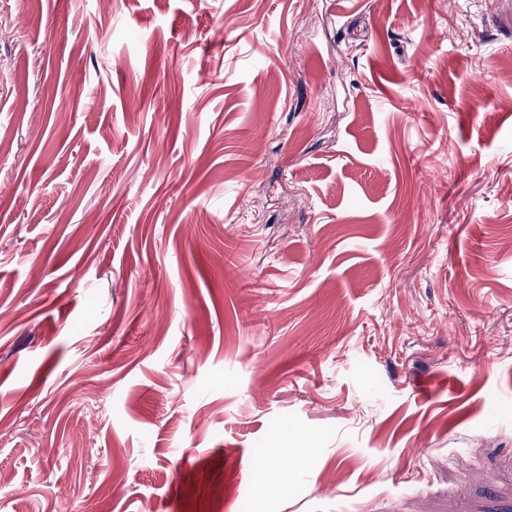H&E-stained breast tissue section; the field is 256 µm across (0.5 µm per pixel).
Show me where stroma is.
<instances>
[{
    "label": "stroma",
    "mask_w": 512,
    "mask_h": 512,
    "mask_svg": "<svg viewBox=\"0 0 512 512\" xmlns=\"http://www.w3.org/2000/svg\"><path fill=\"white\" fill-rule=\"evenodd\" d=\"M508 103L512 0H0V512H512Z\"/></svg>",
    "instance_id": "stroma-1"
}]
</instances>
